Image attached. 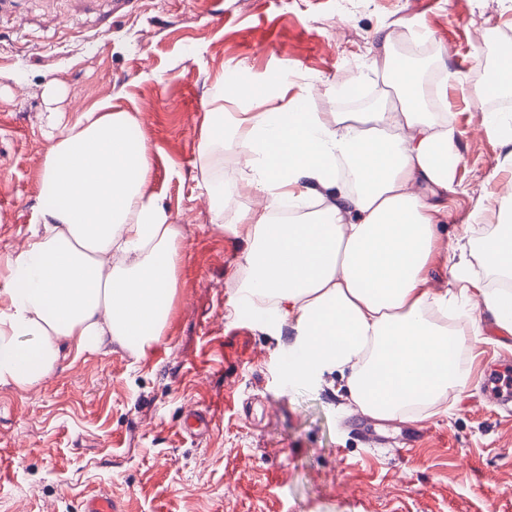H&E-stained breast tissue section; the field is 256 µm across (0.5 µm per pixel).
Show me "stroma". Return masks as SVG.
Masks as SVG:
<instances>
[{
	"label": "stroma",
	"instance_id": "obj_1",
	"mask_svg": "<svg viewBox=\"0 0 512 512\" xmlns=\"http://www.w3.org/2000/svg\"><path fill=\"white\" fill-rule=\"evenodd\" d=\"M490 24L512 45V0H0V286L44 233L43 160L58 136L46 114L69 123L104 102L138 117L150 192L183 255L174 313L145 355L116 342L69 348L37 386L0 384V512H78L94 494L121 512H512V400L482 383L512 370V337L477 309L451 319L467 381L435 415L372 419L336 372L290 381V328L229 306L249 246L231 225L258 205L239 149L198 155L216 94L229 112L264 109L234 98L236 81L313 83L316 112L347 111L359 86L381 101L377 33L403 32L429 47L421 79L447 81L448 100L427 105L458 132L440 247L479 242L512 189L480 128V66L498 54L482 46ZM50 80L64 98H45ZM207 179L235 199L223 216ZM191 405L216 422L204 438L183 429Z\"/></svg>",
	"mask_w": 512,
	"mask_h": 512
}]
</instances>
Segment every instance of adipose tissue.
<instances>
[{"label": "adipose tissue", "mask_w": 512, "mask_h": 512, "mask_svg": "<svg viewBox=\"0 0 512 512\" xmlns=\"http://www.w3.org/2000/svg\"><path fill=\"white\" fill-rule=\"evenodd\" d=\"M393 100L378 112H314L310 83L281 74L235 85L266 91L261 112L216 105L199 143L209 157L238 140L263 209L238 212L233 231L251 245L234 312L255 298L296 336L288 372L346 375L366 414L391 419L432 408L461 388L462 342L444 324L474 301L512 335V290L487 288L479 269L512 277V208L480 242L477 261L449 258L456 293L428 286L438 226L448 215L459 161L457 131L424 109L418 75L387 76ZM128 112H86L44 158L51 205L44 233L11 261L0 288V383L29 389L52 375L63 344L77 351L109 339L145 352L173 315L180 231L148 191L151 155ZM292 214L276 218L280 204Z\"/></svg>", "instance_id": "1"}]
</instances>
